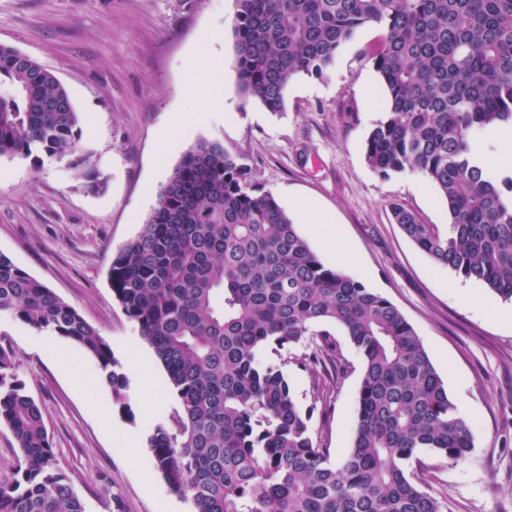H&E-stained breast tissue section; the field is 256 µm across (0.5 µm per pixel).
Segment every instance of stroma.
I'll return each mask as SVG.
<instances>
[{"mask_svg": "<svg viewBox=\"0 0 512 512\" xmlns=\"http://www.w3.org/2000/svg\"><path fill=\"white\" fill-rule=\"evenodd\" d=\"M235 12V0H0V44L55 73L80 113L82 150L108 178L106 191L92 195L66 162L1 158L0 252L97 327L120 362L139 354L149 363L129 379L127 415L91 357L50 332L49 352L37 350L33 329L0 315L59 467L85 512H160L164 501L172 512H194L191 499L155 473L144 445L157 426L171 425L178 399L115 301L108 269L186 150L206 139L243 159L252 182L274 196L325 265L389 299L420 336L474 440L463 463L420 454L424 488L443 512H512V325L495 316L512 304L436 265L392 220L394 202L425 224L447 223L448 211L420 175L385 178L365 160L363 143L388 108L364 55L379 29H360L325 78L295 77L284 111L275 113L239 90ZM204 64L221 70L224 95L198 125L195 75ZM336 341L348 367L327 403H315L310 374L285 369L335 461L350 446L361 378L348 337ZM146 470L155 474L150 489Z\"/></svg>", "mask_w": 512, "mask_h": 512, "instance_id": "stroma-1", "label": "stroma"}]
</instances>
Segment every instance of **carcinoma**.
<instances>
[{
    "label": "carcinoma",
    "instance_id": "1",
    "mask_svg": "<svg viewBox=\"0 0 512 512\" xmlns=\"http://www.w3.org/2000/svg\"><path fill=\"white\" fill-rule=\"evenodd\" d=\"M242 93L283 109L289 81L322 79L359 29L389 101L363 150L384 177L418 173L447 228L399 203L394 222L431 260L512 301V171L470 157L476 132L512 125V0H235ZM79 112L56 75L0 45V158L67 159L94 194L107 179L80 153ZM112 294L165 369L180 410L146 438L163 479L196 512H442L420 488L419 453L460 463L474 443L421 339L400 310L325 266L272 194L224 147L194 143L139 234L112 258ZM94 358L124 412L129 382L99 329L0 252V313ZM362 362L352 443L331 462L283 368L312 376L339 354ZM310 351L298 352L308 337ZM280 363L261 360L267 347ZM0 425L20 455L0 512H85L59 468L36 401L0 344Z\"/></svg>",
    "mask_w": 512,
    "mask_h": 512
}]
</instances>
